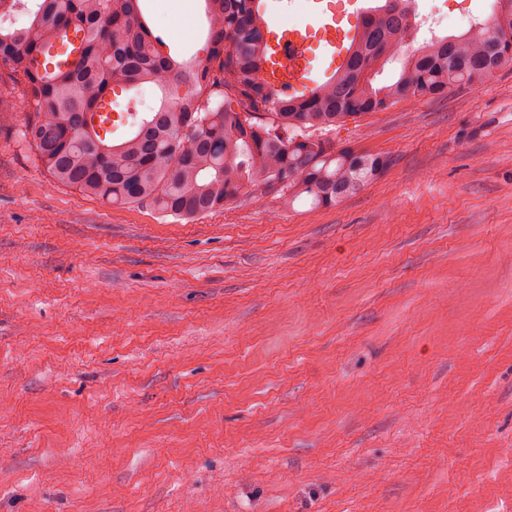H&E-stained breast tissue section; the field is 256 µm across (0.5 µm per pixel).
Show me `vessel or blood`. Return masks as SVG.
<instances>
[{
    "label": "vessel or blood",
    "instance_id": "1",
    "mask_svg": "<svg viewBox=\"0 0 512 512\" xmlns=\"http://www.w3.org/2000/svg\"><path fill=\"white\" fill-rule=\"evenodd\" d=\"M348 12H331L323 0H303L304 19L283 23L270 20L267 46L270 62L266 79L277 91L292 94L311 83L312 61L316 54L329 58L334 68H341L347 48L356 36L355 27L345 24L346 13L366 12L364 0H346Z\"/></svg>",
    "mask_w": 512,
    "mask_h": 512
}]
</instances>
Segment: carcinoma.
Wrapping results in <instances>:
<instances>
[{"label": "carcinoma", "instance_id": "obj_1", "mask_svg": "<svg viewBox=\"0 0 512 512\" xmlns=\"http://www.w3.org/2000/svg\"><path fill=\"white\" fill-rule=\"evenodd\" d=\"M207 54L177 60L144 17L139 0H36L23 25H7L12 0H0V63L22 85L0 94V112L28 103L22 135L59 186L109 205L148 206L192 219L256 186L330 207L358 194L388 161L337 151L311 131H325L406 97L443 96L456 86L491 79L512 64V0H494L495 23L432 38L380 88L368 73L406 43L411 0L368 11L344 67L301 96H282L263 78L268 59L260 0H204ZM76 34L75 59L50 67L43 49ZM154 83L165 98L149 112L134 106L99 111L118 87ZM129 130L115 140L112 122Z\"/></svg>", "mask_w": 512, "mask_h": 512}]
</instances>
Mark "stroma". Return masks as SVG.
Instances as JSON below:
<instances>
[{"mask_svg":"<svg viewBox=\"0 0 512 512\" xmlns=\"http://www.w3.org/2000/svg\"><path fill=\"white\" fill-rule=\"evenodd\" d=\"M204 0H142L202 56ZM0 113V512H512V65L326 134L386 171L191 220Z\"/></svg>","mask_w":512,"mask_h":512,"instance_id":"stroma-1","label":"stroma"}]
</instances>
